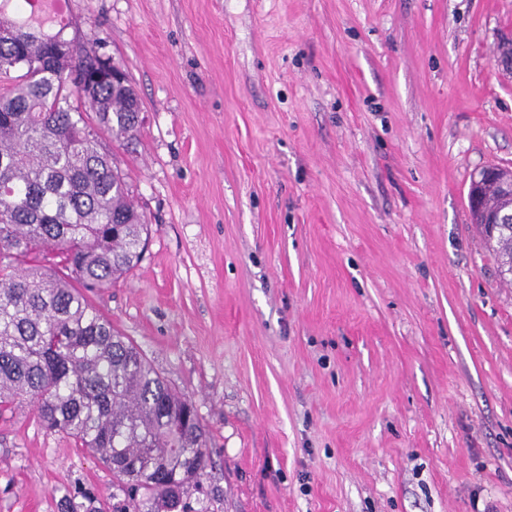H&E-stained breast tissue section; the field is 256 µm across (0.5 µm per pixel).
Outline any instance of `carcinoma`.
I'll use <instances>...</instances> for the list:
<instances>
[{
    "label": "carcinoma",
    "instance_id": "1",
    "mask_svg": "<svg viewBox=\"0 0 512 512\" xmlns=\"http://www.w3.org/2000/svg\"><path fill=\"white\" fill-rule=\"evenodd\" d=\"M0 0V420L18 404L99 456L147 512H192L209 463L206 430L89 294L141 261L148 224L103 140L129 138L142 102L128 75L66 38L68 22L20 25L28 0ZM512 258V230L495 238ZM78 490L69 512H102Z\"/></svg>",
    "mask_w": 512,
    "mask_h": 512
}]
</instances>
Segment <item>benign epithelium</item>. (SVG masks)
Wrapping results in <instances>:
<instances>
[{
	"label": "benign epithelium",
	"mask_w": 512,
	"mask_h": 512,
	"mask_svg": "<svg viewBox=\"0 0 512 512\" xmlns=\"http://www.w3.org/2000/svg\"><path fill=\"white\" fill-rule=\"evenodd\" d=\"M489 187L497 190L503 206L496 208L485 205V191ZM468 203L474 223L490 227L512 225V169H481L470 183Z\"/></svg>",
	"instance_id": "obj_1"
}]
</instances>
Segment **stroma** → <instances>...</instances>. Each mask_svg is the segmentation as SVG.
I'll list each match as a JSON object with an SVG mask.
<instances>
[{
    "label": "stroma",
    "instance_id": "stroma-1",
    "mask_svg": "<svg viewBox=\"0 0 512 512\" xmlns=\"http://www.w3.org/2000/svg\"><path fill=\"white\" fill-rule=\"evenodd\" d=\"M143 103L150 233L93 296L210 438L206 512H512V284L471 222L512 168V0H65ZM135 512L32 403L0 512ZM488 187L496 188L501 200V207L485 205V191ZM469 209L475 224L489 240L487 230L482 224L494 227L498 224L512 225V169L483 168L473 177L468 191Z\"/></svg>",
    "mask_w": 512,
    "mask_h": 512
}]
</instances>
